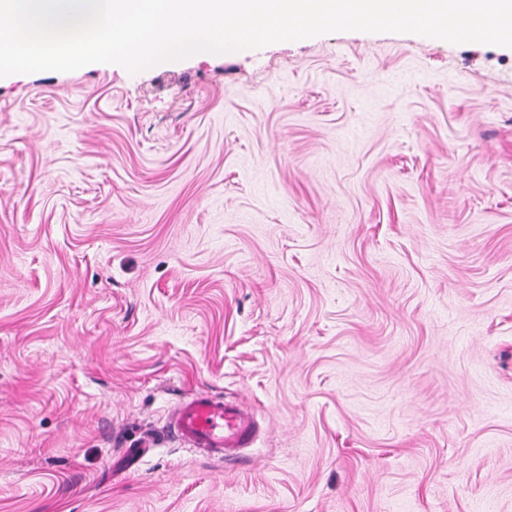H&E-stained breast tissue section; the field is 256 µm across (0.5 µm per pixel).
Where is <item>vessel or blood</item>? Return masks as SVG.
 I'll use <instances>...</instances> for the list:
<instances>
[{
    "instance_id": "b4317fda",
    "label": "vessel or blood",
    "mask_w": 512,
    "mask_h": 512,
    "mask_svg": "<svg viewBox=\"0 0 512 512\" xmlns=\"http://www.w3.org/2000/svg\"><path fill=\"white\" fill-rule=\"evenodd\" d=\"M168 428L188 449L224 462L252 447L258 435L251 408L206 392L174 406Z\"/></svg>"
}]
</instances>
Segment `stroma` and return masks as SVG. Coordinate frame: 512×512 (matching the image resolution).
Wrapping results in <instances>:
<instances>
[{
  "mask_svg": "<svg viewBox=\"0 0 512 512\" xmlns=\"http://www.w3.org/2000/svg\"><path fill=\"white\" fill-rule=\"evenodd\" d=\"M0 512H512V48L0 78ZM168 428L188 449L224 463L251 448L258 435L251 408L208 392L174 406L168 414Z\"/></svg>",
  "mask_w": 512,
  "mask_h": 512,
  "instance_id": "stroma-1",
  "label": "stroma"
}]
</instances>
